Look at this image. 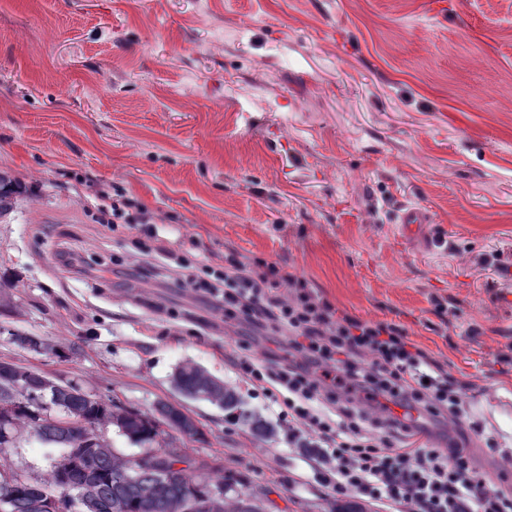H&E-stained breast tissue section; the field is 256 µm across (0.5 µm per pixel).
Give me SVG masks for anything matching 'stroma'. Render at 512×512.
Wrapping results in <instances>:
<instances>
[{
  "instance_id": "1",
  "label": "stroma",
  "mask_w": 512,
  "mask_h": 512,
  "mask_svg": "<svg viewBox=\"0 0 512 512\" xmlns=\"http://www.w3.org/2000/svg\"><path fill=\"white\" fill-rule=\"evenodd\" d=\"M0 0V358L119 407L182 403L232 493L263 512L337 496L240 360L276 343L215 298L136 264V232L98 222L95 188L153 212L190 261L237 250L288 265L340 312L404 326L469 383L470 442L512 490V0ZM407 207L430 224L407 238ZM39 337L52 352L14 344ZM193 362L242 400L181 399ZM267 427L256 435L244 415ZM30 434L13 468L46 475Z\"/></svg>"
}]
</instances>
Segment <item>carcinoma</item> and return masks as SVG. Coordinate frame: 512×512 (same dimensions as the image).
Wrapping results in <instances>:
<instances>
[{
  "mask_svg": "<svg viewBox=\"0 0 512 512\" xmlns=\"http://www.w3.org/2000/svg\"><path fill=\"white\" fill-rule=\"evenodd\" d=\"M11 385L25 388L28 396L0 409V449L13 447L26 430L47 445L77 452L60 456L39 480L14 485L0 482V497L9 498L10 512H35L33 503L44 497L53 499L54 512H72L73 498L83 490L91 494L94 512H181L184 503L191 505V512H214L212 480H198L192 474V469H203L207 463L196 464L183 454L175 455L164 472L150 460L120 456L83 436L89 426L113 425L140 444L156 443L170 431L192 441L203 439L196 421L173 405L159 402L151 414L126 410L80 387L55 390L16 368H0V389ZM176 388L187 398L222 409L239 404L231 388L194 363L178 367ZM162 423L168 429L160 428ZM245 498L244 494L224 498L222 512H260L257 506L244 507Z\"/></svg>",
  "mask_w": 512,
  "mask_h": 512,
  "instance_id": "cac0c4a2",
  "label": "carcinoma"
}]
</instances>
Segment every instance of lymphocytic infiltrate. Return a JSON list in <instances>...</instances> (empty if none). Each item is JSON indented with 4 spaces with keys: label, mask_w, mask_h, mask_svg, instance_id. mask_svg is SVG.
<instances>
[{
    "label": "lymphocytic infiltrate",
    "mask_w": 512,
    "mask_h": 512,
    "mask_svg": "<svg viewBox=\"0 0 512 512\" xmlns=\"http://www.w3.org/2000/svg\"><path fill=\"white\" fill-rule=\"evenodd\" d=\"M95 198L101 214L153 234L148 209L101 190ZM184 277L200 292L223 290L225 319L285 337L288 364L244 361L241 377L254 387L287 389L280 420L288 440L302 442L337 495H363L390 512H512V496L487 487L461 441L419 444L411 411L462 426L467 386L403 327L338 314L304 278L260 257L230 252L213 280L190 270Z\"/></svg>",
    "instance_id": "lymphocytic-infiltrate-1"
}]
</instances>
